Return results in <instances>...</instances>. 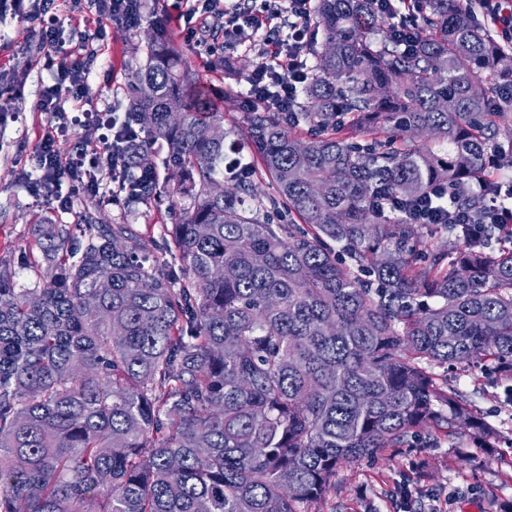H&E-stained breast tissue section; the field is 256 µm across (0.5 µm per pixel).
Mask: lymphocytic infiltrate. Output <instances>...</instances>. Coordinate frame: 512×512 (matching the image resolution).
Masks as SVG:
<instances>
[{
    "mask_svg": "<svg viewBox=\"0 0 512 512\" xmlns=\"http://www.w3.org/2000/svg\"><path fill=\"white\" fill-rule=\"evenodd\" d=\"M470 5L480 25L495 32L512 50V0H470ZM36 6L37 16L47 20L40 35V53L49 71L38 109L53 120L33 156L36 184L47 188L65 178L74 190L95 195L103 180L121 184L135 175L127 158L116 155L114 137L97 134L91 148L74 145L65 152L59 146L58 134L70 114L86 111L91 105L85 83L99 50L88 33L85 16L78 10H71L63 19L54 11L55 0H36ZM313 15L314 0H288L284 10L275 8L271 0H261L259 8L243 12L233 47L255 39L263 44L262 60L246 79L245 95L250 103L291 111L300 88L311 76L303 52ZM65 48L76 60L72 66L55 68L54 60Z\"/></svg>",
    "mask_w": 512,
    "mask_h": 512,
    "instance_id": "lymphocytic-infiltrate-1",
    "label": "lymphocytic infiltrate"
}]
</instances>
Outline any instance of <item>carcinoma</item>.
Wrapping results in <instances>:
<instances>
[{
	"label": "carcinoma",
	"mask_w": 512,
	"mask_h": 512,
	"mask_svg": "<svg viewBox=\"0 0 512 512\" xmlns=\"http://www.w3.org/2000/svg\"><path fill=\"white\" fill-rule=\"evenodd\" d=\"M315 15L333 51L308 48L294 111L246 113V170L147 20L120 126L144 177L124 194L167 198L171 229L151 256L100 198L74 225L41 218L33 287L0 265V512H308L340 468L431 428L494 447L434 369L512 378V234L478 192L512 196L485 165L512 169V54L465 0H420L396 34L372 0ZM257 174L300 223L270 222ZM441 188L469 223L430 231L392 205Z\"/></svg>",
	"instance_id": "cac0c4a2"
}]
</instances>
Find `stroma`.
I'll return each mask as SVG.
<instances>
[{
  "mask_svg": "<svg viewBox=\"0 0 512 512\" xmlns=\"http://www.w3.org/2000/svg\"><path fill=\"white\" fill-rule=\"evenodd\" d=\"M234 0H224V17L214 19L216 31L209 54L191 43L182 49L202 84L222 87L235 109L225 111V129L242 130L245 79L261 60L257 48L224 47L233 27ZM25 0L15 10L12 0H0V260L16 268L19 286L32 287L35 275L20 269L23 256L35 246L38 218L57 210L56 195H70L72 210L59 213L62 223L88 205V196L73 194L68 183L59 189L36 190L32 157L49 122L36 111L48 73L37 56L42 22L32 16ZM103 53L85 87L100 112L123 113L128 69L142 59V28L105 26L98 39ZM108 222L133 225L147 252H154L171 220L166 207L144 202L128 206L110 200L103 212ZM448 385L460 392L495 429L500 443L486 450L474 447L469 435L455 439L439 435L414 448H386L376 457L342 467L328 495L312 512H512V397L507 396L492 364L452 368Z\"/></svg>",
  "mask_w": 512,
  "mask_h": 512,
  "instance_id": "stroma-1",
  "label": "stroma"
}]
</instances>
